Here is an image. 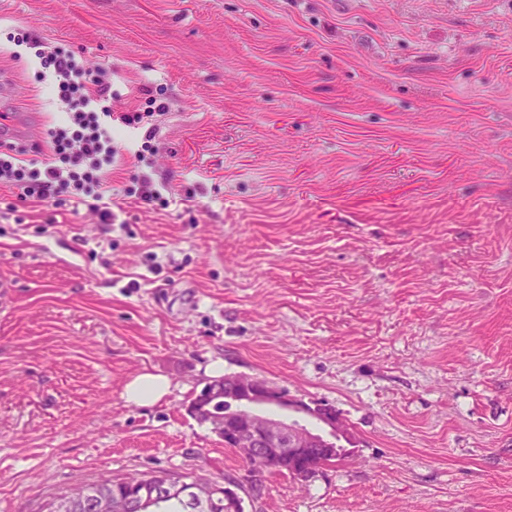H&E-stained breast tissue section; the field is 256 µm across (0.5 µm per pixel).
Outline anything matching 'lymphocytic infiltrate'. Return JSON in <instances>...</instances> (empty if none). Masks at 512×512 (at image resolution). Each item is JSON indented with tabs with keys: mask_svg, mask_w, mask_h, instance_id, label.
<instances>
[{
	"mask_svg": "<svg viewBox=\"0 0 512 512\" xmlns=\"http://www.w3.org/2000/svg\"><path fill=\"white\" fill-rule=\"evenodd\" d=\"M58 96L67 106L65 120L47 130L52 161L26 166L10 152L0 151V186L9 187L15 202L87 209L101 223H111L112 188L103 169L112 163V113L96 110L95 102L112 96V83L93 75L75 56L48 52Z\"/></svg>",
	"mask_w": 512,
	"mask_h": 512,
	"instance_id": "lymphocytic-infiltrate-1",
	"label": "lymphocytic infiltrate"
}]
</instances>
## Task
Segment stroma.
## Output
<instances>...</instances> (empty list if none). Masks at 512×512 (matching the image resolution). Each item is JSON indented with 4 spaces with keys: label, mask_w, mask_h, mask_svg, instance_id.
<instances>
[{
    "label": "stroma",
    "mask_w": 512,
    "mask_h": 512,
    "mask_svg": "<svg viewBox=\"0 0 512 512\" xmlns=\"http://www.w3.org/2000/svg\"><path fill=\"white\" fill-rule=\"evenodd\" d=\"M26 31L112 81L107 172L176 205L8 211L0 512L127 472L220 484L206 367L333 408L354 452L245 512H512V0H0V113L50 154ZM166 376L153 406L128 403ZM170 390L167 377L152 373L141 374L130 380L124 388L123 396L127 402L140 406H149L162 400Z\"/></svg>",
    "instance_id": "obj_1"
}]
</instances>
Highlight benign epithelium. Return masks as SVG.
Returning <instances> with one entry per match:
<instances>
[{"label": "benign epithelium", "mask_w": 512, "mask_h": 512, "mask_svg": "<svg viewBox=\"0 0 512 512\" xmlns=\"http://www.w3.org/2000/svg\"><path fill=\"white\" fill-rule=\"evenodd\" d=\"M231 404L237 411V421L228 425L224 416L216 413L218 400ZM187 412L194 419L207 423L212 432L224 441L226 448H245L265 458L268 468L278 463L277 454L288 449L295 479L304 481L316 472L312 449L322 448L324 454L333 455L331 445L341 438L347 445L355 446L350 428L336 411L321 406H311L291 397L288 391L249 375L226 376L211 384L210 390L198 393L189 403ZM162 494L143 495L138 498L142 507L157 502V497L182 500L193 496L207 501L226 489V512H237L240 503L229 492V486L191 483L185 480L164 478L160 480Z\"/></svg>", "instance_id": "1"}]
</instances>
